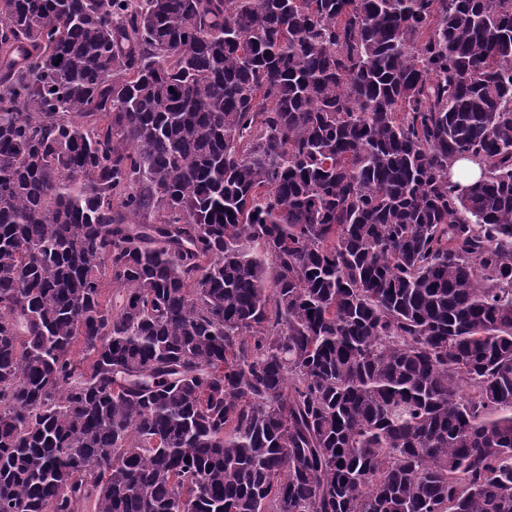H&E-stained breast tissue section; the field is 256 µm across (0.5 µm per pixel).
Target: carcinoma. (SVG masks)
<instances>
[{"label": "carcinoma", "instance_id": "carcinoma-1", "mask_svg": "<svg viewBox=\"0 0 512 512\" xmlns=\"http://www.w3.org/2000/svg\"><path fill=\"white\" fill-rule=\"evenodd\" d=\"M0 512H512V0H0ZM453 180L461 186H466L481 176L482 170L478 163L472 160H457L451 167Z\"/></svg>", "mask_w": 512, "mask_h": 512}]
</instances>
